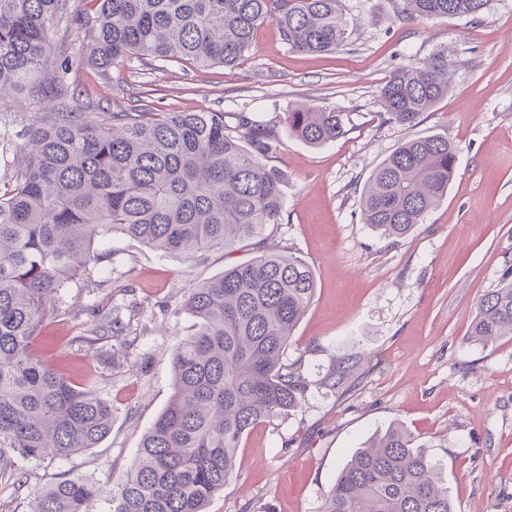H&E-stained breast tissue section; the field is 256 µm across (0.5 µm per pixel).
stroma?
<instances>
[{
    "label": "stroma",
    "mask_w": 512,
    "mask_h": 512,
    "mask_svg": "<svg viewBox=\"0 0 512 512\" xmlns=\"http://www.w3.org/2000/svg\"><path fill=\"white\" fill-rule=\"evenodd\" d=\"M397 5L343 0L355 25L329 54L291 51L267 23L233 67L134 58L106 74H72L94 108L243 112L279 136L271 163L283 173L286 207L267 232L275 250L299 254L316 276L285 356L300 362L308 388L300 408L245 436L237 472L208 512H321L353 450L392 424L426 445L458 512H512V338L468 340L481 295L512 269V0L413 22L398 19ZM440 51L451 63L447 97L417 125L388 122L380 91L389 75ZM302 106L340 113L346 135L322 146L289 135L284 118ZM30 121L27 107L0 103L1 190L23 162ZM427 135L458 147V174L423 224L382 238L362 221L363 186L401 142ZM100 249L105 259L62 293L34 350L111 401V430L95 448L20 463V484L0 480V512H30L63 479L102 487L87 512H111L110 489L173 393L171 354L195 324L183 296L224 271L220 250L186 259L121 235ZM105 303L126 332L80 342L92 308ZM341 352L365 359L333 390L323 380Z\"/></svg>",
    "instance_id": "35a3bbf8"
}]
</instances>
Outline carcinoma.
Segmentation results:
<instances>
[{
	"label": "carcinoma",
	"instance_id": "obj_1",
	"mask_svg": "<svg viewBox=\"0 0 512 512\" xmlns=\"http://www.w3.org/2000/svg\"><path fill=\"white\" fill-rule=\"evenodd\" d=\"M490 0H401L406 21L475 16ZM271 21L288 47L328 53L343 47L349 23L341 0H0V100H45L28 129V160L0 192V473L15 459L66 457L95 448L112 427V404L76 386L32 345L60 315L69 282L105 258L94 246L121 234L155 251L190 258L251 246L256 255L192 289L184 309L195 332L172 353L174 392L144 434L112 512H207L233 478L243 436L298 408L307 383L283 356L317 288L300 256L263 250L267 227L285 208L281 171L268 163L275 139L244 113L92 109L69 82L79 66L108 70L126 60L178 59L233 66ZM89 33L80 53L54 34ZM448 54L403 65L381 89L387 120L414 126L448 96ZM288 133L312 146L346 133L340 113H287ZM457 149L430 135L401 143L360 195L364 223L400 239L444 198ZM79 337L126 331L97 308ZM512 336V280L483 294L469 339L486 346ZM363 356L336 358L324 384L339 388ZM398 425L357 448L323 497L322 512H457L437 464ZM101 489L65 479L32 512H86Z\"/></svg>",
	"mask_w": 512,
	"mask_h": 512
}]
</instances>
